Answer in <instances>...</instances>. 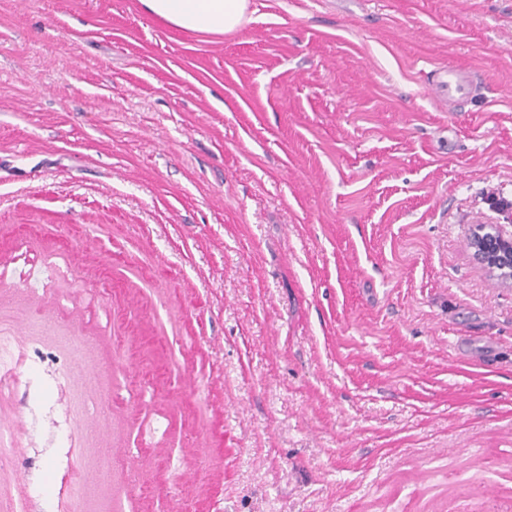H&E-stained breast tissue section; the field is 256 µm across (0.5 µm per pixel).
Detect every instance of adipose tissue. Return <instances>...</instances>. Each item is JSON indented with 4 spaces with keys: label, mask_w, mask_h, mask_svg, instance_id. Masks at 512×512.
<instances>
[{
    "label": "adipose tissue",
    "mask_w": 512,
    "mask_h": 512,
    "mask_svg": "<svg viewBox=\"0 0 512 512\" xmlns=\"http://www.w3.org/2000/svg\"><path fill=\"white\" fill-rule=\"evenodd\" d=\"M143 9L169 26L222 35L249 22V0H139Z\"/></svg>",
    "instance_id": "1"
}]
</instances>
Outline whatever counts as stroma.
<instances>
[{
  "label": "stroma",
  "instance_id": "1",
  "mask_svg": "<svg viewBox=\"0 0 512 512\" xmlns=\"http://www.w3.org/2000/svg\"><path fill=\"white\" fill-rule=\"evenodd\" d=\"M249 14L0 0V508L512 512V0ZM143 9L169 26L222 35L250 21L249 0H139ZM438 87L441 100L445 105L454 107L468 102L478 90L470 71L452 66L442 73ZM474 260L502 285H512V238L496 232H477L470 245Z\"/></svg>",
  "mask_w": 512,
  "mask_h": 512
}]
</instances>
